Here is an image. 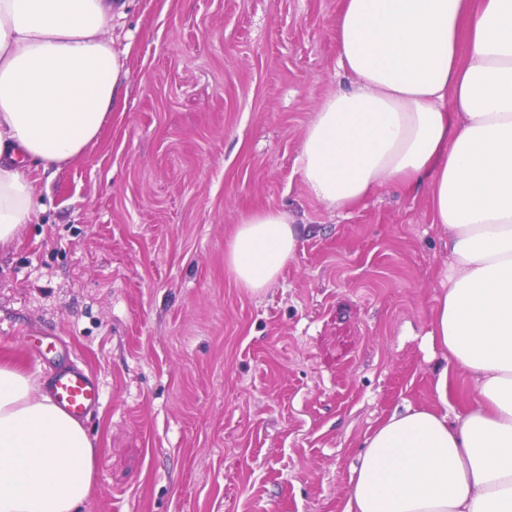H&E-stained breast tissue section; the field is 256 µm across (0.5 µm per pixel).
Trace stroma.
<instances>
[{
	"label": "stroma",
	"mask_w": 512,
	"mask_h": 512,
	"mask_svg": "<svg viewBox=\"0 0 512 512\" xmlns=\"http://www.w3.org/2000/svg\"><path fill=\"white\" fill-rule=\"evenodd\" d=\"M342 0H133L110 31L126 109L36 176L0 251V363L102 386L83 512H344L367 435L436 405L427 334L449 264L428 187L345 213L307 194L305 129L338 65ZM286 211L294 257L259 294L234 226Z\"/></svg>",
	"instance_id": "obj_1"
}]
</instances>
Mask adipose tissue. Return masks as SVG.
<instances>
[{
    "label": "adipose tissue",
    "instance_id": "1",
    "mask_svg": "<svg viewBox=\"0 0 512 512\" xmlns=\"http://www.w3.org/2000/svg\"><path fill=\"white\" fill-rule=\"evenodd\" d=\"M343 0L340 66L297 163L335 212L379 189L430 188L451 273L433 342L467 372L455 417L393 412L365 440L344 512H512V0ZM127 0H0V248L38 210L35 172L77 159L120 96L124 55L107 33ZM298 230L266 208L236 224L224 265L238 287L272 285ZM86 427L38 377L0 366V512H81L96 485Z\"/></svg>",
    "mask_w": 512,
    "mask_h": 512
}]
</instances>
